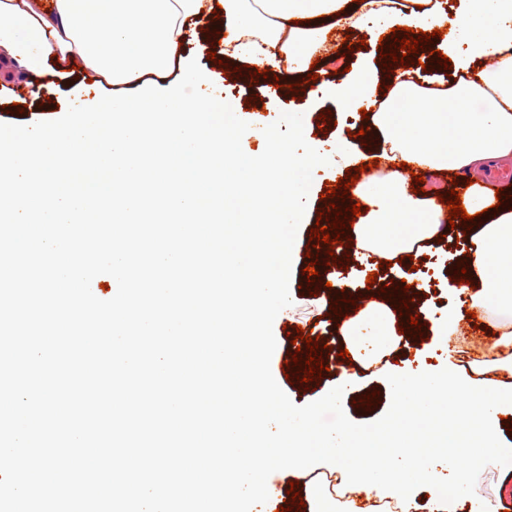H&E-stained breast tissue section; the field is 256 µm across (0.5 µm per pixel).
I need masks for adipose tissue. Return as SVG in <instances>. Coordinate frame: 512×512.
I'll return each instance as SVG.
<instances>
[{"instance_id":"ef3b65f1","label":"adipose tissue","mask_w":512,"mask_h":512,"mask_svg":"<svg viewBox=\"0 0 512 512\" xmlns=\"http://www.w3.org/2000/svg\"><path fill=\"white\" fill-rule=\"evenodd\" d=\"M390 2L360 0L351 10L346 0H0V48L23 76L40 74L49 53L57 72L81 60L102 84L131 90L167 77L188 35L204 25L225 32L227 57L305 75L334 28L355 30L371 19L390 29L425 27L418 0H407L401 11ZM458 26L467 40L453 32L436 48L460 79L430 87L409 80L404 66L389 76L377 63L331 88L334 101L366 108L374 156L387 170L361 196L366 213L350 232L354 256L397 263L434 248L443 235L444 213L432 196L408 191L404 165L473 180L462 201L477 218L468 281L458 290V306L436 325L441 336L453 335L472 309L512 319V204H497L485 184L490 166L512 157V0H465ZM395 100L400 111H388ZM441 102L453 112L437 111ZM346 334L355 357H377L397 340L393 304H369ZM341 479L336 471L305 483L310 512H379L369 497L337 500Z\"/></svg>"}]
</instances>
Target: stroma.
Segmentation results:
<instances>
[{
    "label": "stroma",
    "instance_id": "1",
    "mask_svg": "<svg viewBox=\"0 0 512 512\" xmlns=\"http://www.w3.org/2000/svg\"><path fill=\"white\" fill-rule=\"evenodd\" d=\"M384 39L382 28L375 23L365 24L361 30L353 32L349 43L354 50L337 62L325 65L324 81L330 82L334 74L344 68L359 69L364 65L377 61L380 45ZM91 70H71L63 75H56L53 69H46L43 81L45 88L42 93L34 94L26 86V78L4 79L0 77V123L30 125L41 120H54L59 109L77 102L81 93L92 78ZM297 75L283 73L279 76L281 90L275 94L266 93L264 87L255 84L249 87L238 85L235 76H223L224 95L236 106L237 115L244 121H251L255 111H263L266 122L278 120L281 113L296 112L302 114L304 134L307 142L317 150H332L337 129L351 132L350 146L357 156L366 158L370 149L365 144L359 130L365 121L355 109L333 107L331 102L321 95L304 94L290 91V84L296 83ZM329 113L331 120L336 121V130L320 132L317 122L321 113ZM344 167L336 164L323 165L315 168L313 182L307 198L305 215L299 225L292 253L290 277V295L292 305L284 320L273 323V333L278 348H286L290 344L286 327L296 325L310 335L322 336L325 343L333 350H340L344 342L339 323L328 314L329 306L334 300L331 287L341 284L348 298L363 301L367 295V276L378 273L380 278L391 279L404 277L421 307L419 321L423 325V339H407L405 345L388 349L380 358L373 370H359L355 373L352 385L344 391L342 407L346 415L358 423H369L380 418L390 406L388 373L408 367L431 366L440 369L453 366L462 373H473L476 365L473 361L476 347L473 338L464 331H457L452 340H444L438 336L434 324L447 315L448 311L458 303V295L448 283V268L458 253L468 249L469 238L457 237L444 243L438 250L420 251L415 259V271L403 274L395 268L380 267L372 261L366 266L349 264L348 268L326 266L322 269V278L326 288L320 289L318 295H311L304 288L301 273L310 260L306 249L310 238V230L317 221L318 211L324 210L321 199L326 183L344 177ZM378 392L377 405L364 407L360 401L363 395Z\"/></svg>",
    "mask_w": 512,
    "mask_h": 512
}]
</instances>
